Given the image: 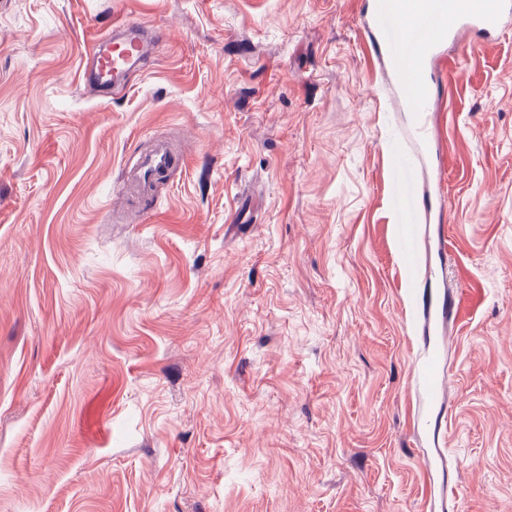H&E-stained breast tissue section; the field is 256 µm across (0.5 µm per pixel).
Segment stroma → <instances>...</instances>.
<instances>
[{
  "label": "stroma",
  "mask_w": 512,
  "mask_h": 512,
  "mask_svg": "<svg viewBox=\"0 0 512 512\" xmlns=\"http://www.w3.org/2000/svg\"><path fill=\"white\" fill-rule=\"evenodd\" d=\"M117 19L165 44L104 96ZM372 29L371 0H0V512H512V25L425 60L414 270ZM159 145L145 205L122 173ZM396 245L406 267L413 269L418 262V249L413 229L402 228L396 238ZM444 382V377L441 374L437 358L428 354L417 375V386H419L426 395L436 397L442 389Z\"/></svg>",
  "instance_id": "1"
}]
</instances>
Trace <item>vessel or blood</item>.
Returning <instances> with one entry per match:
<instances>
[{"instance_id": "1", "label": "vessel or blood", "mask_w": 512, "mask_h": 512, "mask_svg": "<svg viewBox=\"0 0 512 512\" xmlns=\"http://www.w3.org/2000/svg\"><path fill=\"white\" fill-rule=\"evenodd\" d=\"M372 7L375 40L392 60V74L405 92L416 136L426 138L431 97L422 68L427 51L445 38L455 42L472 35L493 39L505 19L512 17V0H430L423 7L416 6L414 0H373ZM163 40L160 32L138 21L112 24L108 38L99 44L83 73L85 84L100 91L121 87L144 56L157 50ZM397 164L395 205L408 220L428 210L431 201L415 190L416 155L409 145H401ZM396 245L406 267L414 268L418 249L413 229H401ZM416 383L426 395H438L444 377L436 357L427 356Z\"/></svg>"}]
</instances>
